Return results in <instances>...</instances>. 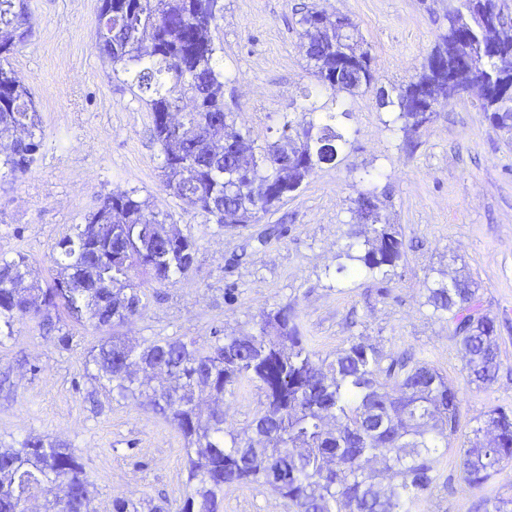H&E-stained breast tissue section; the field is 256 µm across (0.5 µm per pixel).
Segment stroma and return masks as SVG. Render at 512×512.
<instances>
[{"label":"stroma","mask_w":512,"mask_h":512,"mask_svg":"<svg viewBox=\"0 0 512 512\" xmlns=\"http://www.w3.org/2000/svg\"><path fill=\"white\" fill-rule=\"evenodd\" d=\"M29 4L31 34L11 62L35 96L44 140L28 173L0 176V257L25 256L48 288L56 243L117 188L151 198L199 249L186 278L147 287V307L131 322L101 332L64 318L48 336L26 320L0 341V444L46 436L81 451L93 512H111L116 497L174 512L189 491L181 435L150 407L113 400L94 377L90 349L105 334L204 345L224 331L256 332L261 312L288 304L320 357L362 341L387 355L409 352L455 386L461 427L420 512H475L479 498L511 496L512 464L480 489L457 465L476 418L512 409V141L485 119L476 95L437 105L408 152L375 92L338 93L337 110L352 114L339 164L316 170L254 223L225 226L165 191L152 115L97 48L100 0ZM303 4L358 24L387 90L416 75L446 26L439 0H224L214 32L228 79L224 104L259 144L279 138L283 114L330 97L299 48L295 10ZM374 189L391 193L404 254L384 276L337 273L336 254L357 221L352 201ZM459 273L477 283L499 326L498 377L486 387L467 382L447 321L426 304L428 286ZM222 512L289 509L251 485L225 490Z\"/></svg>","instance_id":"obj_1"}]
</instances>
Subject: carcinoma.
<instances>
[{"label":"carcinoma","mask_w":512,"mask_h":512,"mask_svg":"<svg viewBox=\"0 0 512 512\" xmlns=\"http://www.w3.org/2000/svg\"><path fill=\"white\" fill-rule=\"evenodd\" d=\"M222 0H101L97 39L112 75L137 88L153 118L162 183L187 207L219 224L245 225L269 212L348 144L347 111L336 98L283 116L278 140L259 149L224 110V72L212 35ZM28 0H0V170L17 177L36 161L44 130L34 96L11 58L27 37ZM414 80L395 94L381 89L378 106L393 114L413 150V133L430 121L419 109L448 98V75L481 90L489 123L512 140V24L498 0H456ZM296 24L311 74L326 89L351 96L376 82L372 57L346 13L305 6ZM386 193L353 200L361 228L346 232L336 273L356 262L373 274L393 267L403 242L385 213ZM195 239L171 215L135 190L107 195L84 224L53 249L56 267L36 306L26 257L0 259V342L23 319L53 325L62 312L102 330L132 321L146 308L140 275L158 285L189 275ZM426 304L448 326L468 382L497 378L495 318L482 309L478 286L455 277L427 288ZM89 362L112 399L147 405L182 436L190 491L175 512H221L224 489L266 487L294 512H416L431 492L460 426L457 390L435 366L407 355H384L353 342L328 360L309 349L290 305L264 311L258 332L224 335L200 346L160 338L135 347L121 336L101 339ZM255 384L257 416L238 429L224 416V391ZM512 463V410L477 420L459 470L480 488ZM48 480L58 488L51 512H90L81 456L65 444L30 438L0 445V512H27L25 494ZM476 512H512V496L479 501Z\"/></svg>","instance_id":"carcinoma-1"}]
</instances>
